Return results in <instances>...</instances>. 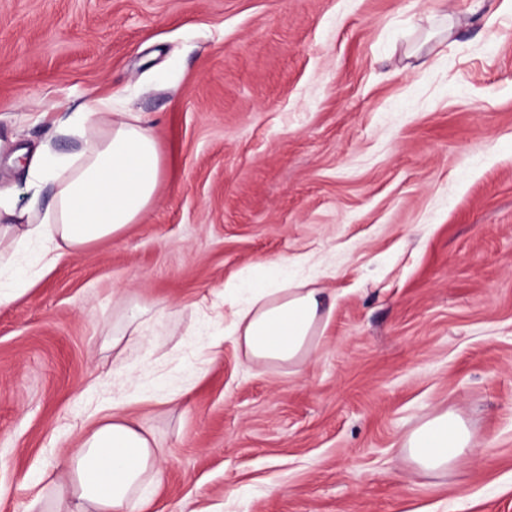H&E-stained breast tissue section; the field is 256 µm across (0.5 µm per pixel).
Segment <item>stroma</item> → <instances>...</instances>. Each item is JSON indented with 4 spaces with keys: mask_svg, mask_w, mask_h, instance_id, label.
Returning <instances> with one entry per match:
<instances>
[{
    "mask_svg": "<svg viewBox=\"0 0 512 512\" xmlns=\"http://www.w3.org/2000/svg\"><path fill=\"white\" fill-rule=\"evenodd\" d=\"M106 95L164 175L0 306V512H51L113 382L187 374L225 280L299 258L331 306L304 363L228 340L132 406L144 512H512V0H0V140L73 153L55 120ZM138 305L158 336L113 346ZM446 409L474 450L428 473L403 440Z\"/></svg>",
    "mask_w": 512,
    "mask_h": 512,
    "instance_id": "stroma-1",
    "label": "stroma"
}]
</instances>
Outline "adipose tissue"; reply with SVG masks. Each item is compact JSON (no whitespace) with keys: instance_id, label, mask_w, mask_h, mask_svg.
Masks as SVG:
<instances>
[{"instance_id":"ef3b65f1","label":"adipose tissue","mask_w":512,"mask_h":512,"mask_svg":"<svg viewBox=\"0 0 512 512\" xmlns=\"http://www.w3.org/2000/svg\"><path fill=\"white\" fill-rule=\"evenodd\" d=\"M56 133L76 137L79 148L61 157L50 147L18 149L31 192L17 207L10 191L0 190V305L15 300L32 277L66 256L121 237L152 205L163 173L157 140L140 113L116 112L108 97L89 100L69 114ZM26 255L15 264V255ZM230 314L216 313L219 331L212 347L233 337L245 362L295 366L317 345L323 330L324 298L319 288L293 282L284 262L248 267L224 284ZM155 389H112L111 401L91 414L78 436L77 450L58 459L63 480L56 501L65 512H139L148 487L159 485L163 455L146 422L128 414L130 405L171 403ZM404 448L427 472H445L471 454L472 433L455 412L437 413L410 433Z\"/></svg>"}]
</instances>
